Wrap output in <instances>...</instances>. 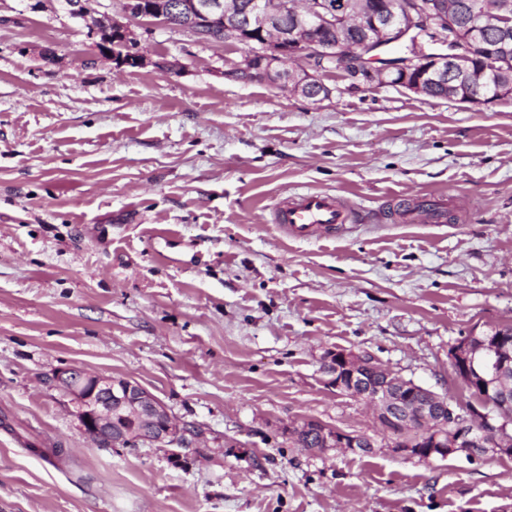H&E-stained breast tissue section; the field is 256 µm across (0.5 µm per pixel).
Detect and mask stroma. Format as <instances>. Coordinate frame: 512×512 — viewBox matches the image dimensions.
<instances>
[{"label":"stroma","instance_id":"1","mask_svg":"<svg viewBox=\"0 0 512 512\" xmlns=\"http://www.w3.org/2000/svg\"><path fill=\"white\" fill-rule=\"evenodd\" d=\"M134 32L146 63L121 69L60 0H0V512H512V457L392 448L324 372L366 352L471 400L451 347L512 325V99L330 70L314 104L228 77L240 46ZM302 190L358 220L287 237L273 210ZM66 366L137 382L183 443L101 446L49 381ZM306 420L372 450L301 447Z\"/></svg>","mask_w":512,"mask_h":512}]
</instances>
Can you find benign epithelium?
<instances>
[{
	"label": "benign epithelium",
	"mask_w": 512,
	"mask_h": 512,
	"mask_svg": "<svg viewBox=\"0 0 512 512\" xmlns=\"http://www.w3.org/2000/svg\"><path fill=\"white\" fill-rule=\"evenodd\" d=\"M72 15L92 19L100 44L128 48L112 52L119 66L141 67L144 56L138 48L132 23L186 30L199 40H232L247 47L233 73L254 76L295 96L322 101L331 89L319 77L316 60L347 61L370 58L380 48L404 42L416 21L394 0H376L371 6H353L352 0H304L298 9L292 0H252V13L239 10V0H121L118 16L97 14L92 0H66ZM427 27L435 30L439 47L422 55H407L397 66L402 78L397 85L422 97L432 96L433 86L452 83L450 98L474 107H485L512 98V85L489 89V73L505 70L512 63L495 54L486 33L512 31V0L493 6L476 2L473 11L480 23L464 40L458 38L455 19L443 0L429 6ZM354 17L361 32L356 41L341 34V22ZM336 31V40L319 37L322 30ZM364 86L386 85L393 77L389 67H367ZM459 379L477 400L458 408L445 396L383 367L372 356L336 350L326 357L328 383L340 392L372 406L393 447L423 460L446 458L473 448H490L512 454V336L488 327L463 337L449 353ZM50 381L69 399L83 431L112 446L134 444L175 445L182 443L183 429L165 405L141 385L125 378L87 371L77 366L56 370ZM495 413L499 424L485 429ZM314 439L317 448H361V437L307 420L296 427Z\"/></svg>",
	"instance_id": "7a95c632"
}]
</instances>
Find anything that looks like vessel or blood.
Here are the masks:
<instances>
[{"instance_id": "obj_1", "label": "vessel or blood", "mask_w": 512, "mask_h": 512, "mask_svg": "<svg viewBox=\"0 0 512 512\" xmlns=\"http://www.w3.org/2000/svg\"><path fill=\"white\" fill-rule=\"evenodd\" d=\"M354 216L341 196L305 190L278 202L274 221L289 237L312 239L344 232Z\"/></svg>"}]
</instances>
